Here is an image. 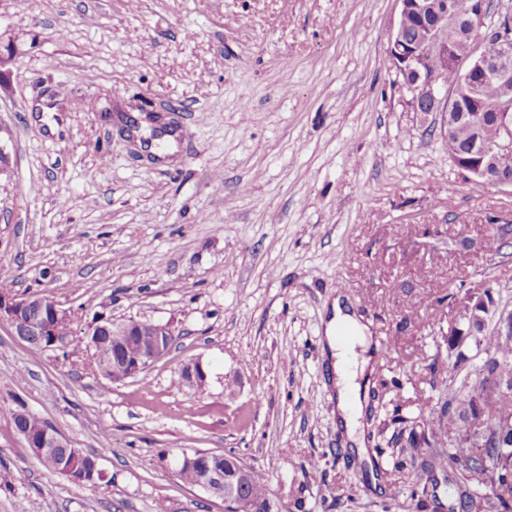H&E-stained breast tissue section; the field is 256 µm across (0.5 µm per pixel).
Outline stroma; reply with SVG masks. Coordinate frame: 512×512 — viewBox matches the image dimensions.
I'll return each mask as SVG.
<instances>
[{"instance_id":"1","label":"stroma","mask_w":512,"mask_h":512,"mask_svg":"<svg viewBox=\"0 0 512 512\" xmlns=\"http://www.w3.org/2000/svg\"><path fill=\"white\" fill-rule=\"evenodd\" d=\"M397 0H0V272L97 317L169 325V354L114 384L86 355L0 325V512H224L166 452L262 469L273 512H433L400 463L437 439L419 406L449 357H488L459 302L512 311V188L467 177L387 52ZM344 295L389 339L361 460L336 426L323 319ZM461 337L456 349L448 341ZM201 361L204 387L182 368ZM105 473L78 485L18 435L17 405Z\"/></svg>"}]
</instances>
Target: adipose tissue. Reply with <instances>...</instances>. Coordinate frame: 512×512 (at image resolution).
Here are the masks:
<instances>
[{
    "label": "adipose tissue",
    "mask_w": 512,
    "mask_h": 512,
    "mask_svg": "<svg viewBox=\"0 0 512 512\" xmlns=\"http://www.w3.org/2000/svg\"><path fill=\"white\" fill-rule=\"evenodd\" d=\"M324 334L325 349L335 372L338 422L353 442L357 454L367 456L362 424L366 396L362 392V382L368 379L376 364L370 327L357 316L351 304L339 296L331 305Z\"/></svg>",
    "instance_id": "1"
}]
</instances>
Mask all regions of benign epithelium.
Listing matches in <instances>:
<instances>
[{"instance_id": "obj_1", "label": "benign epithelium", "mask_w": 512, "mask_h": 512, "mask_svg": "<svg viewBox=\"0 0 512 512\" xmlns=\"http://www.w3.org/2000/svg\"><path fill=\"white\" fill-rule=\"evenodd\" d=\"M399 19L388 36V53L399 75L404 77V87L410 95L409 104L416 112H442L448 122V132H453L451 113L457 111L459 97L456 89L448 86L442 76L433 70L432 60L443 68L451 67L462 76L470 90L472 111L485 112L488 107L480 95L481 82L494 80L503 92L512 93V6L498 3L489 7L488 0H398ZM422 21L417 36L406 40L402 28L408 18ZM446 18L448 23L465 25L462 42L453 53H448V41L442 29L427 19ZM498 137L492 144L482 143L473 149L468 159L454 154L455 165L464 173L495 187H512V171L497 166L501 155L512 153V111L497 112ZM463 318L470 331L477 332L487 325L490 308L482 296L471 295L462 304ZM77 317L61 308L48 296L32 293L0 294V323L6 321L14 335L25 343H40L47 349L60 353L70 349L74 338L83 336L94 370L104 378L112 379L113 367L119 363L124 370L123 379H132L144 373L164 351L173 331L166 324L128 319L114 321L101 318L80 333L74 328ZM183 379L202 386L206 372L200 362L186 365ZM490 426L500 440L499 466L512 469V414L497 412L484 415L472 429L480 432ZM19 435L26 439L37 458L50 456L57 449H64V458L73 460L83 456V451L57 428L46 426L41 434L23 429ZM239 472L223 476L208 471L201 478L199 487L208 489L210 483H224V504L228 512H263L261 504L246 496L242 490V475L247 466L238 464Z\"/></svg>"}]
</instances>
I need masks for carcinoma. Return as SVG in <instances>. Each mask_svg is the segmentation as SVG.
Returning <instances> with one entry per match:
<instances>
[{"mask_svg":"<svg viewBox=\"0 0 512 512\" xmlns=\"http://www.w3.org/2000/svg\"><path fill=\"white\" fill-rule=\"evenodd\" d=\"M511 232L507 224L492 228L489 247L499 251ZM487 343L489 358L474 370L479 381L470 385L465 377L456 389L448 385L436 403H425L419 412L431 429L455 432V444L438 448L433 454L441 469L456 472V495L450 512H512V473L497 469L498 449L493 440H485L483 448H475L471 442V420L480 409L512 413V336L495 332L487 337ZM406 478L410 498L426 492L422 471L410 467ZM247 494L264 505V512H272V492L263 470L251 471Z\"/></svg>","mask_w":512,"mask_h":512,"instance_id":"carcinoma-1","label":"carcinoma"}]
</instances>
